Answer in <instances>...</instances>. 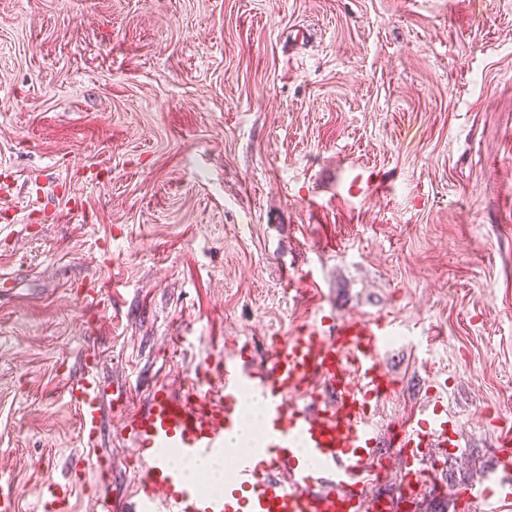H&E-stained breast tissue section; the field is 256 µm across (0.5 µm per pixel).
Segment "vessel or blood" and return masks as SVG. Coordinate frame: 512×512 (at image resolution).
<instances>
[{
  "label": "vessel or blood",
  "mask_w": 512,
  "mask_h": 512,
  "mask_svg": "<svg viewBox=\"0 0 512 512\" xmlns=\"http://www.w3.org/2000/svg\"><path fill=\"white\" fill-rule=\"evenodd\" d=\"M392 326L383 316L331 323L320 317L294 334L267 338V367L229 351L183 387H153L145 408L125 413L120 430L138 450L140 488L123 506L97 482L93 512H413L438 487L426 461L431 449L447 447L449 420L422 410L389 437L379 433L371 407L394 387L383 364ZM67 396L85 445L75 468L106 471L87 451L101 431L104 402L126 405V390L106 389L89 365ZM255 402L265 414L262 447H229L228 435ZM499 429L497 469L460 492L479 512H512V419L501 418ZM386 446L391 456H384ZM176 454L231 458L234 474L223 495L187 484ZM392 459L401 480L393 494L377 492Z\"/></svg>",
  "instance_id": "obj_1"
}]
</instances>
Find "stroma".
<instances>
[{
  "label": "stroma",
  "mask_w": 512,
  "mask_h": 512,
  "mask_svg": "<svg viewBox=\"0 0 512 512\" xmlns=\"http://www.w3.org/2000/svg\"><path fill=\"white\" fill-rule=\"evenodd\" d=\"M382 193L352 197L360 171ZM0 482L89 480L85 356L144 405L314 317L381 315V433L463 429L420 512L499 460L512 409V0H0ZM294 283H287V276ZM110 291L83 300L91 283ZM103 412L96 454L134 495Z\"/></svg>",
  "instance_id": "35a3bbf8"
}]
</instances>
